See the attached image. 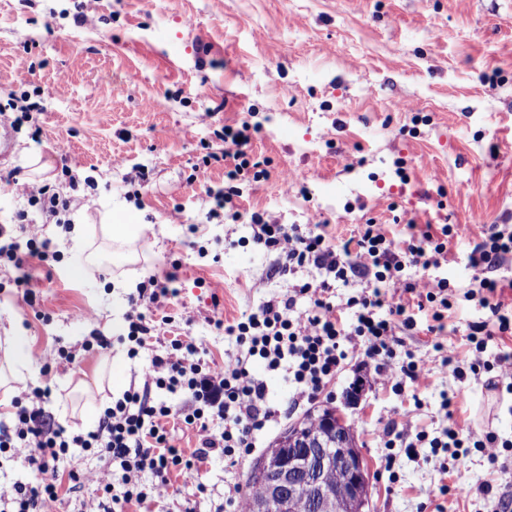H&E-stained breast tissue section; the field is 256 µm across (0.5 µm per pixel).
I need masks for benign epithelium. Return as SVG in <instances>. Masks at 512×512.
Returning <instances> with one entry per match:
<instances>
[{"instance_id":"obj_1","label":"benign epithelium","mask_w":512,"mask_h":512,"mask_svg":"<svg viewBox=\"0 0 512 512\" xmlns=\"http://www.w3.org/2000/svg\"><path fill=\"white\" fill-rule=\"evenodd\" d=\"M328 410L306 436L292 431L284 434L275 454L257 469V475L270 478L280 512H293L295 499L307 486L316 489L318 512H336L344 507L366 512L369 507L370 475L362 452L345 447V417L335 406ZM334 467L343 469V477L333 484L327 474Z\"/></svg>"}]
</instances>
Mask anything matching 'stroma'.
I'll return each mask as SVG.
<instances>
[{
	"label": "stroma",
	"instance_id": "obj_1",
	"mask_svg": "<svg viewBox=\"0 0 512 512\" xmlns=\"http://www.w3.org/2000/svg\"><path fill=\"white\" fill-rule=\"evenodd\" d=\"M80 12L85 22H75ZM33 90L41 136L23 127L0 158V225L36 220L57 257L33 269V307L18 297L13 272L0 271V339L19 324L25 349L55 354L50 373L30 369L51 389L46 411L70 432L94 427L111 403L106 373L121 389L141 386L152 354L173 336L192 338L218 366L239 353L212 319L233 321L288 291L272 272L275 255L252 240V213L320 225L334 242L370 221L397 241L411 221L466 227L439 270L461 287L475 274L468 255L482 231L512 225V0H0V101ZM244 121L258 128L253 154L268 176L242 182L239 220H207L205 188L223 184L224 167L202 158L222 151V127ZM67 162L92 179L79 188L89 201L71 210L78 225L40 223L8 185L68 192ZM142 169L149 183L130 196ZM115 222L143 225L134 260L113 259L105 227ZM82 267L86 275L75 277ZM172 271L179 294L150 306L153 336L130 357L127 296ZM89 309L94 320L82 319ZM185 309L192 323L179 321ZM429 322L419 316L403 338L429 369L411 394L392 392L353 361L316 405L295 407L282 377L253 362L278 411L264 442L314 406L340 405L369 469L370 512H512V453L502 452L496 469L474 449L456 459L422 448L399 456L394 472L381 466L373 430H439L446 391L458 426L512 440V393L457 381L434 356ZM88 341L93 351H84ZM359 377L363 396L344 407ZM81 378L92 394L76 402ZM253 463L212 458L198 476L172 475L173 495L154 508L216 512ZM458 484L471 494L440 496V486Z\"/></svg>",
	"mask_w": 512,
	"mask_h": 512
}]
</instances>
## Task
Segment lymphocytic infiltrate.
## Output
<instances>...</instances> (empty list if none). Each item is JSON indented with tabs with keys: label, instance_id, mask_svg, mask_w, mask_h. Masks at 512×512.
Wrapping results in <instances>:
<instances>
[{
	"label": "lymphocytic infiltrate",
	"instance_id": "f902f5d3",
	"mask_svg": "<svg viewBox=\"0 0 512 512\" xmlns=\"http://www.w3.org/2000/svg\"><path fill=\"white\" fill-rule=\"evenodd\" d=\"M224 155L234 160L229 183L215 192L217 207L234 204L243 195L238 183L251 166L249 124L225 128ZM69 194L51 191L36 182L13 183L11 191L48 218L69 211L79 176L64 166ZM252 239L262 250L276 254V272L289 278L288 292L262 302L234 324L225 335L234 337L241 353L224 366L212 365L190 340L173 337L164 350L153 355L142 387L129 388L113 400L94 430L66 433L44 409L49 388L33 387L15 398L7 424L0 426V455L21 462L27 478L15 482L8 498V512H55L61 504V486L69 489L94 486L80 512H127L129 506H144L169 494L171 471H198L210 458L237 465L257 447L258 436L275 417L267 384L250 371L254 361L282 374L294 388L295 403L321 395L342 366L359 359L373 366L384 383L404 392L426 370V361L406 350L399 331L413 329L418 314L431 317V346L443 366L458 380L485 378L489 388L512 381V354L486 358L489 341L512 335V312L500 299L512 280L489 277V269L512 256V225L491 226L469 255L477 274L466 291L459 289L437 268L448 261V242L459 236L452 224L425 227L408 238L393 242L380 224L361 225L347 241L330 244L310 225L269 224L260 215L251 217ZM46 262L52 256L48 243L35 238L14 239L0 226V262L18 272L16 287L27 302H35L25 268L30 257ZM422 275H415V268ZM316 271L309 281L295 280L297 269ZM363 282L362 291L337 301L336 290ZM168 283L151 278L127 298L126 340L130 356H138L151 337L152 326L142 310L144 302L159 303L175 296ZM307 300L305 311H297L298 300ZM476 302L485 311L481 320L468 326V351L449 346L444 320L458 300ZM190 394L189 405L177 406L170 398ZM191 430L199 443L194 455L184 456L167 429L168 423ZM377 438L386 448L385 463L394 466L398 453L415 454L420 448H477L486 450L490 467H498V437L494 432H463L446 426L438 434L384 428ZM95 455L100 465L92 471L71 469L74 452ZM67 484H60L59 472Z\"/></svg>",
	"mask_w": 512,
	"mask_h": 512
}]
</instances>
